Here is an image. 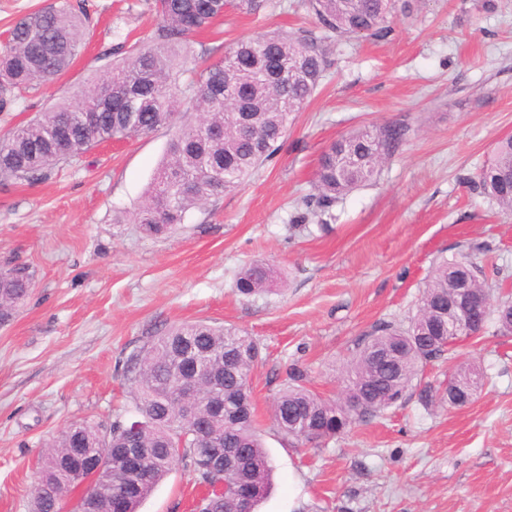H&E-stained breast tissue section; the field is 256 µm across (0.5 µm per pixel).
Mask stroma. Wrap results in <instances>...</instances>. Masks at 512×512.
<instances>
[{"mask_svg":"<svg viewBox=\"0 0 512 512\" xmlns=\"http://www.w3.org/2000/svg\"><path fill=\"white\" fill-rule=\"evenodd\" d=\"M84 4L80 55L56 83L1 108L0 134L110 70L119 43L149 40L157 23L149 0ZM390 24L383 40L334 37L320 86L276 156L168 236H147L134 220L165 129L104 143L31 183L0 181V268L33 276L30 297L0 323V512H32L40 458L68 424L137 419L126 361L186 321L236 327L262 349L250 386L272 486L258 512H512V336L495 323L423 375L444 388L457 364H475L484 384L468 405L427 409L412 397L315 450L272 423L288 364L340 398L355 340L405 320L435 261L463 254L512 277V214L469 184L512 136V0H420ZM317 29L304 0H267L257 13L225 14L193 50L216 59L244 37ZM391 122L407 126V139L376 179L295 225L321 152ZM253 262L281 279L238 295L236 277ZM204 493L180 460L139 512H193Z\"/></svg>","mask_w":512,"mask_h":512,"instance_id":"stroma-1","label":"stroma"}]
</instances>
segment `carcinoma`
<instances>
[{"label":"carcinoma","instance_id":"obj_1","mask_svg":"<svg viewBox=\"0 0 512 512\" xmlns=\"http://www.w3.org/2000/svg\"><path fill=\"white\" fill-rule=\"evenodd\" d=\"M265 0H153L160 24L146 43L121 45L122 62L79 90L62 91L54 106L0 135V177L34 181L59 164L112 140L172 128L165 156L135 213L152 237L172 233L190 212L244 185L273 159L297 113L316 92L328 66L326 42L346 34L385 39L391 33V0H308L320 35L266 34L237 41L199 70L186 69L190 38L228 10L256 13ZM82 11L70 3L19 18L0 48V105L11 93L50 83L63 75L82 48ZM196 115L185 120V115ZM408 128L383 124L342 136L321 153L317 193L302 199L308 210H325L374 179L406 141ZM473 190L505 214L512 213V136L499 140L492 157L470 181ZM470 281L477 301L489 300V285L472 261L443 258L432 267L417 310L406 325L379 322L354 344L345 371L344 398L327 400L306 387V369L293 364L287 385L274 400L273 424L297 442L319 444L355 421L367 422L406 399L413 389L428 406L439 389L418 383L424 368L453 354L448 316L439 310L453 298V281ZM278 279L263 264L243 268L238 294L264 292ZM32 290L27 269L0 270V322L8 320ZM495 317L503 336L512 335V301L496 310L476 309L477 328ZM401 358L376 360L390 350ZM261 355L259 344L234 327L185 323L153 336L130 357L140 419L108 426L69 424L42 457L33 512H57L75 498L74 512H138V507L178 460L190 461L203 485L224 479L231 455L236 485L254 493L258 506L270 488L271 465L255 426L249 378ZM200 356L204 378L194 394V430L175 425L171 410L176 382L188 360ZM105 450L112 470L96 478L88 464ZM232 492L211 494L201 512H237Z\"/></svg>","mask_w":512,"mask_h":512}]
</instances>
